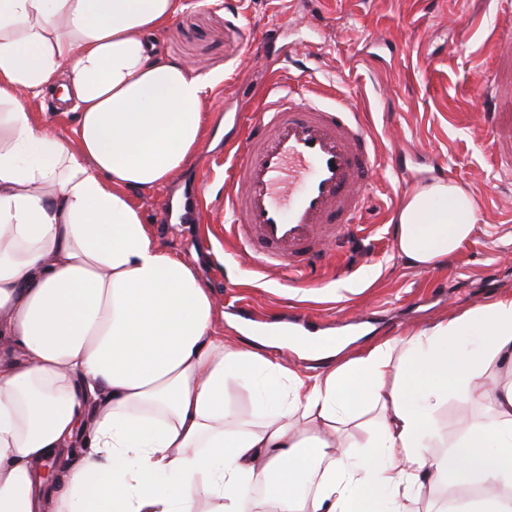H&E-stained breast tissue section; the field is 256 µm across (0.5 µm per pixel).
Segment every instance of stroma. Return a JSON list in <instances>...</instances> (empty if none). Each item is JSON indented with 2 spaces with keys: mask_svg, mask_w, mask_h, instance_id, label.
I'll return each mask as SVG.
<instances>
[{
  "mask_svg": "<svg viewBox=\"0 0 512 512\" xmlns=\"http://www.w3.org/2000/svg\"><path fill=\"white\" fill-rule=\"evenodd\" d=\"M155 40L164 58L213 78L202 102L204 144L171 186L199 198L201 219L176 231L161 221V191L144 192L158 242L199 268L224 315V340L246 344L245 330L297 308L322 329L359 333L345 352L404 336L512 293V170L479 119L494 72L479 50L488 31L471 26L490 7L512 20V0H183ZM325 93L365 112L379 146L356 239L331 247L312 274L290 280L256 271L235 254L224 212L223 157L244 136L242 118L267 88ZM468 188L478 221L448 266L415 268L400 258L393 220L422 179ZM487 405L449 398L432 418L438 445L459 417L489 415Z\"/></svg>",
  "mask_w": 512,
  "mask_h": 512,
  "instance_id": "obj_1",
  "label": "stroma"
}]
</instances>
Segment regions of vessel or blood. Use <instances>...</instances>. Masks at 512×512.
<instances>
[{
  "mask_svg": "<svg viewBox=\"0 0 512 512\" xmlns=\"http://www.w3.org/2000/svg\"><path fill=\"white\" fill-rule=\"evenodd\" d=\"M497 70L512 67V24L494 26ZM512 79H498L485 121L512 167ZM377 148L361 113L286 94L269 98L247 128L228 170L224 209L239 255L263 269L304 276L327 243L359 233Z\"/></svg>",
  "mask_w": 512,
  "mask_h": 512,
  "instance_id": "1",
  "label": "vessel or blood"
}]
</instances>
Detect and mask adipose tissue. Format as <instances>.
Instances as JSON below:
<instances>
[{
	"label": "adipose tissue",
	"instance_id": "obj_1",
	"mask_svg": "<svg viewBox=\"0 0 512 512\" xmlns=\"http://www.w3.org/2000/svg\"><path fill=\"white\" fill-rule=\"evenodd\" d=\"M181 0H0V512H512V296L302 375L229 345L195 265L163 249L134 194L200 150L205 77L161 59ZM59 87L72 137L26 99ZM469 193L417 184L396 215L411 265L472 237ZM254 387L261 413L232 405ZM489 403L445 454L449 395ZM371 416L362 452L352 429ZM81 448L47 479L39 464Z\"/></svg>",
	"mask_w": 512,
	"mask_h": 512
}]
</instances>
